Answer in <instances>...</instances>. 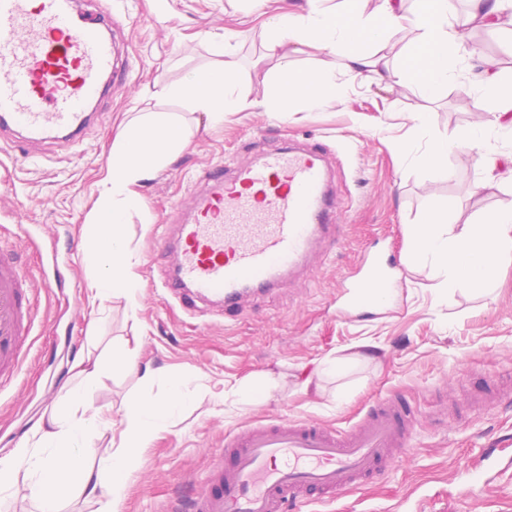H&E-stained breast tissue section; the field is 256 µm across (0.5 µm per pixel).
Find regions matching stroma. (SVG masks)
<instances>
[{
	"label": "stroma",
	"mask_w": 512,
	"mask_h": 512,
	"mask_svg": "<svg viewBox=\"0 0 512 512\" xmlns=\"http://www.w3.org/2000/svg\"><path fill=\"white\" fill-rule=\"evenodd\" d=\"M169 3L161 12L155 0H100L130 70L103 98L80 144L35 140L24 150L11 133H0V246L15 250L29 277L39 322L23 348V372L0 390V456L58 405L93 330L111 347L113 365L88 391V401L116 417L134 397L175 403L144 442L117 512H163L166 502L198 489L220 463L230 431L289 418L345 430L374 399L390 394L421 410L410 448L364 489L332 503H300L297 512H512V402L480 415L463 392L484 374L512 371V268L492 294L457 289L447 296L430 266L409 262L403 233L404 225L439 207L452 209L462 225L512 207V184L478 190L485 163L465 148L453 149L450 177L399 161L393 149L402 139L423 149L476 122L473 96L459 86L427 93L409 81L393 87L356 82L323 110L274 115L266 107L271 72L285 63L314 67L321 56L268 57L264 16L235 11L231 0ZM228 33L237 46L242 111L211 127L183 102L153 97L155 82L216 61L215 48ZM130 112L184 117L190 142L145 181V208L126 226L127 245L139 257L136 305L116 295L95 316L85 298L84 228L112 142ZM284 140L326 146L345 236L271 293L246 298L235 323L206 309L192 315L165 300L162 269L151 253L188 208L199 176L224 162L249 164ZM24 151L28 160L12 164ZM374 249L400 266L389 307L337 311L344 281ZM57 273L65 279L61 292L47 285ZM365 339L379 345L378 355L353 360ZM129 350L138 351L141 362L165 367L168 378L144 387L120 365ZM341 357L350 360L346 370L326 372L327 361ZM228 381L252 384L251 400L225 395Z\"/></svg>",
	"instance_id": "stroma-1"
}]
</instances>
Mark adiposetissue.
Returning <instances> with one entry per match:
<instances>
[{"instance_id": "ef3b65f1", "label": "adipose tissue", "mask_w": 512, "mask_h": 512, "mask_svg": "<svg viewBox=\"0 0 512 512\" xmlns=\"http://www.w3.org/2000/svg\"><path fill=\"white\" fill-rule=\"evenodd\" d=\"M465 18H458L452 0H431L432 14L421 7L405 10L401 0H376L367 9L365 0H342L339 8L327 0H305L296 11L271 15L265 25V48L272 57L303 50L324 52L339 58L354 79L370 76L398 84L411 80L428 92L459 85L463 64L474 55L465 42L464 25H476L512 36V0H466ZM412 30L399 66L388 63L391 38ZM234 47L224 43L223 62L208 69H191L173 83H158L163 100L185 102L204 113L209 124L220 125L227 114L240 111L239 75L228 55ZM481 72L469 80V89L487 121L440 141L417 154L413 142L401 140L395 152L401 159L416 158L431 173H451L450 145L458 143L487 156L493 143L512 139V75L504 74L494 59L480 60ZM345 83L336 79L335 67L317 70L280 68L269 86L267 108L289 111L297 104L309 110L341 99ZM190 132L178 116L168 112H139L128 119L112 145L106 172L98 183L99 195L86 228L89 277L87 302L91 310L104 312L114 291L136 285L138 258L129 250L124 226L133 211L142 207L140 187L165 168L189 142ZM415 260L431 264L447 288L488 290L501 268L512 265V207L502 208L479 223L457 228L455 214L445 208L430 212L419 224L405 227ZM73 369L77 384L67 388L66 402L43 415L30 438L11 456L0 458V494L23 495L38 501L40 512H58V493L75 490L89 500L105 496L120 500L124 478L139 463L140 440L160 426L171 413L169 402L132 401L117 419L85 399L103 375L101 358L83 357ZM112 437L99 449V463H87L89 438L100 431ZM27 465L30 480L19 483L18 469Z\"/></svg>"}]
</instances>
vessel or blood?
I'll return each mask as SVG.
<instances>
[{
    "label": "vessel or blood",
    "instance_id": "b4317fda",
    "mask_svg": "<svg viewBox=\"0 0 512 512\" xmlns=\"http://www.w3.org/2000/svg\"><path fill=\"white\" fill-rule=\"evenodd\" d=\"M111 14L77 13L70 0H0V130L24 139L80 142L87 105L106 83L126 78L110 31ZM320 145L282 146L234 169L217 165L160 254L176 262L163 286L188 311L200 302L225 316L242 301L275 288L304 266L321 240L340 238L336 197ZM394 265L364 255L356 277L336 297L337 310L362 309L387 292ZM33 288L12 254L0 251V385L18 375L34 325ZM418 410L376 398L351 428L302 419L253 424L224 438V460L189 500L171 512H283L315 495L336 501L384 473L410 446Z\"/></svg>",
    "mask_w": 512,
    "mask_h": 512
}]
</instances>
